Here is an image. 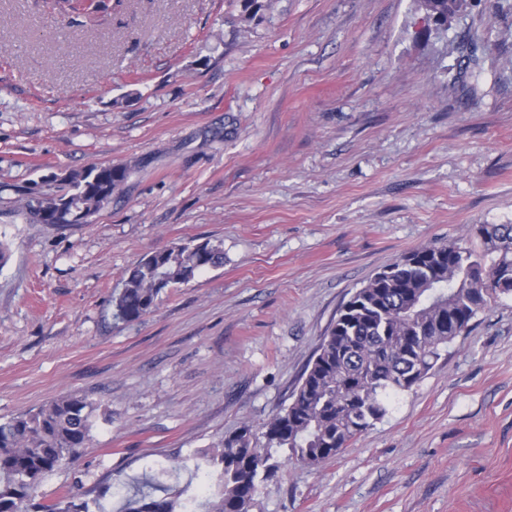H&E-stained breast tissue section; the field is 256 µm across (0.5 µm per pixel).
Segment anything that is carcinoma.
<instances>
[{"mask_svg":"<svg viewBox=\"0 0 512 512\" xmlns=\"http://www.w3.org/2000/svg\"><path fill=\"white\" fill-rule=\"evenodd\" d=\"M462 0H424L442 22ZM125 164H93L61 181L23 187L25 219L33 224H85L112 203L127 182ZM479 254L454 245L421 246L376 273L340 309L322 338L287 406L266 424V447L242 445L252 430L242 425L195 464L182 489L161 496L141 491L124 499V512H249L258 482L281 462L316 467L336 456L418 386L454 338L467 331L490 301L512 297V224H482ZM224 264L222 243L209 239L155 251L130 269L113 297L114 317L135 322L162 291ZM97 406L65 395L0 422V512L24 505L47 474L80 454L91 439ZM44 512H90L88 503L64 497Z\"/></svg>","mask_w":512,"mask_h":512,"instance_id":"1","label":"carcinoma"}]
</instances>
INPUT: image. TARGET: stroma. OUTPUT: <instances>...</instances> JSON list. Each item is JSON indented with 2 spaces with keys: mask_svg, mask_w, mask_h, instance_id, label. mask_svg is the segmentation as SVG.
<instances>
[{
  "mask_svg": "<svg viewBox=\"0 0 512 512\" xmlns=\"http://www.w3.org/2000/svg\"><path fill=\"white\" fill-rule=\"evenodd\" d=\"M110 162L132 173L89 223L23 218L17 188ZM480 224H512V0L444 29L420 0H0V420L97 407L28 512H118L239 426L263 439L357 289L422 245L481 251ZM204 239L223 266L113 318L127 270ZM251 512H512V299Z\"/></svg>",
  "mask_w": 512,
  "mask_h": 512,
  "instance_id": "35a3bbf8",
  "label": "stroma"
}]
</instances>
